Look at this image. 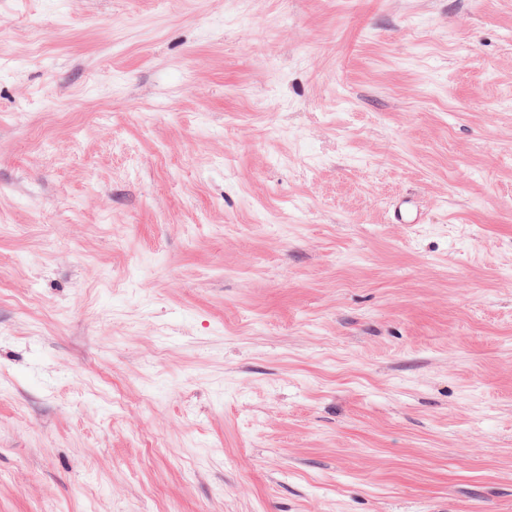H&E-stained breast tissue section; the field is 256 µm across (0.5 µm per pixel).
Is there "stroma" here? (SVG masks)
Wrapping results in <instances>:
<instances>
[{
  "label": "stroma",
  "instance_id": "1",
  "mask_svg": "<svg viewBox=\"0 0 512 512\" xmlns=\"http://www.w3.org/2000/svg\"><path fill=\"white\" fill-rule=\"evenodd\" d=\"M0 512H512V0H0ZM424 220V212L415 197H402L394 211L395 224H420Z\"/></svg>",
  "mask_w": 512,
  "mask_h": 512
}]
</instances>
